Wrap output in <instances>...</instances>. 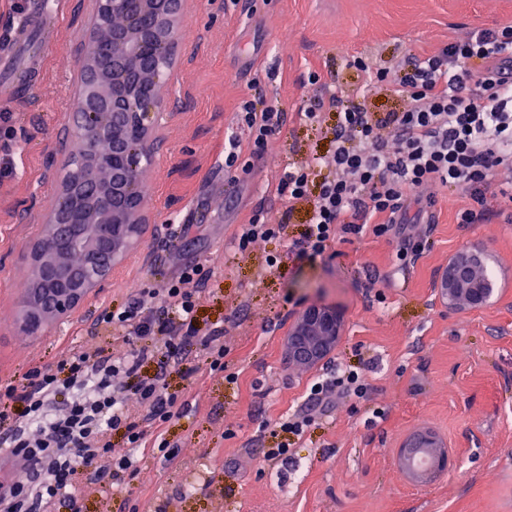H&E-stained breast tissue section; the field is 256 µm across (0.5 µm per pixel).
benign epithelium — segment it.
Returning <instances> with one entry per match:
<instances>
[{
    "label": "benign epithelium",
    "mask_w": 512,
    "mask_h": 512,
    "mask_svg": "<svg viewBox=\"0 0 512 512\" xmlns=\"http://www.w3.org/2000/svg\"><path fill=\"white\" fill-rule=\"evenodd\" d=\"M186 4L95 0L83 90L70 113V124L84 136L61 165V202L45 215L44 229L28 251L30 280L21 324L30 333L70 317L111 281L153 223L140 172L161 144L152 115L169 104L163 78L177 64L175 33ZM487 259L477 245L449 255L433 280L438 300L461 310L488 306L497 283ZM344 329L340 310L303 307L288 326L289 361L318 365L336 349ZM400 462L416 473L440 474L453 466L439 435L429 429L403 441Z\"/></svg>",
    "instance_id": "7a95c632"
}]
</instances>
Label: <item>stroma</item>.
<instances>
[{"label": "stroma", "instance_id": "35a3bbf8", "mask_svg": "<svg viewBox=\"0 0 512 512\" xmlns=\"http://www.w3.org/2000/svg\"><path fill=\"white\" fill-rule=\"evenodd\" d=\"M58 33L48 53L12 92L0 90V385L55 367L69 351L119 347L104 323L133 287L155 288L185 266L206 276L196 313L200 334L225 329L220 372L202 370L194 387L170 372L184 409L167 426L171 458L129 451L140 472L126 494L140 512H512V223L489 217L462 224L469 198L438 191L431 223L419 224L421 250L396 265L395 245L363 236L317 258L260 240L240 253L234 238L255 211L287 221L301 239L303 209H289L276 186L290 164L330 152L338 117L287 122L261 156L239 120V106L275 101L297 112L323 90L366 94L373 111L400 98L366 90L356 57L389 65L407 53H433L474 27L512 22V0H192L177 33L182 56L169 83L161 158L141 179L155 213L141 248L97 296L47 333L16 321L28 284L26 246L59 201L54 178L73 147L69 113L80 89L81 51L92 0H51ZM237 138L239 168L224 167V143ZM479 244L504 298L481 312L441 304L436 269L457 248ZM277 256L267 266L268 256ZM345 312L335 352L307 369L283 345L289 315L309 303ZM363 369L369 390L319 415L291 439L289 465L265 460L278 422L299 412L314 382ZM435 430L454 455L448 473L418 479L398 461L413 431Z\"/></svg>", "mask_w": 512, "mask_h": 512}]
</instances>
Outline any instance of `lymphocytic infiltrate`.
I'll use <instances>...</instances> for the list:
<instances>
[{"label": "lymphocytic infiltrate", "mask_w": 512, "mask_h": 512, "mask_svg": "<svg viewBox=\"0 0 512 512\" xmlns=\"http://www.w3.org/2000/svg\"><path fill=\"white\" fill-rule=\"evenodd\" d=\"M352 65L372 87L401 98L404 109L378 113L366 100L333 93L310 98L297 111L300 120L315 123L322 111L333 110L339 121L333 150L317 159L330 171L318 190H311L312 172L304 166H286L279 178L277 191L289 207L307 211L304 236L289 239L287 224L265 223L257 212L234 238L239 251L260 239H279L289 250L315 258L370 232L396 241L395 258L404 266L421 247L407 214L432 218L436 204L422 189L464 192L471 206L459 214L463 224L481 214L512 212V23L473 29L435 54L411 53L390 67L359 57ZM240 117L258 154L280 134L286 113L276 103L259 109L245 100ZM203 284L200 267L188 266L159 287L138 291L104 317L122 329L124 349L69 353L55 368L33 369L0 392V457L34 473L27 485L0 474V512H44L74 502L76 476L90 472L111 476L117 512H137L122 490L138 470L128 457H115L111 433L124 430L132 448H168L164 428L180 407L168 389V371L192 383L202 367L223 370L222 329L202 337L196 328ZM193 339L200 342L204 362L185 352ZM154 359L156 372L143 376ZM366 392L365 377L355 370L315 382L306 412L289 416L281 429L301 435L311 412ZM132 394L142 407L136 418L126 410ZM60 395L67 403L57 410L51 402Z\"/></svg>", "instance_id": "1"}]
</instances>
